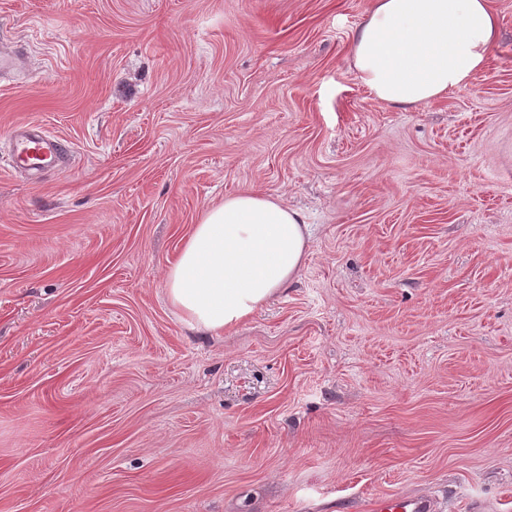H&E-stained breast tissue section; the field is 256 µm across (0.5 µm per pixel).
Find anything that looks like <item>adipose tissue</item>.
I'll list each match as a JSON object with an SVG mask.
<instances>
[{
    "instance_id": "ef3b65f1",
    "label": "adipose tissue",
    "mask_w": 512,
    "mask_h": 512,
    "mask_svg": "<svg viewBox=\"0 0 512 512\" xmlns=\"http://www.w3.org/2000/svg\"><path fill=\"white\" fill-rule=\"evenodd\" d=\"M490 0H375L352 37L354 70L378 102L407 108L466 87L495 45ZM303 215L248 187L204 209L165 270L169 304L191 329L220 336L299 275Z\"/></svg>"
}]
</instances>
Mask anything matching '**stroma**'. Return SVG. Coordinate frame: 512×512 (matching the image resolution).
<instances>
[{
    "mask_svg": "<svg viewBox=\"0 0 512 512\" xmlns=\"http://www.w3.org/2000/svg\"><path fill=\"white\" fill-rule=\"evenodd\" d=\"M373 0H0V512H512V0L484 71L394 108L357 80ZM253 185L312 226L235 330L168 260ZM70 152L68 145L61 139L50 138L32 124H25L12 137L9 162L17 172H39L64 163ZM371 512H438L434 498L426 495L383 496L370 503Z\"/></svg>",
    "mask_w": 512,
    "mask_h": 512,
    "instance_id": "stroma-1",
    "label": "stroma"
}]
</instances>
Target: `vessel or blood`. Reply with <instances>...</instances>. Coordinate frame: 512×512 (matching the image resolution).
I'll return each mask as SVG.
<instances>
[{
	"label": "vessel or blood",
	"instance_id": "b4317fda",
	"mask_svg": "<svg viewBox=\"0 0 512 512\" xmlns=\"http://www.w3.org/2000/svg\"><path fill=\"white\" fill-rule=\"evenodd\" d=\"M69 155L70 149L61 139L25 124L12 138L9 162L15 171L32 173L65 162ZM370 512H439V508L435 499L426 495L383 496L371 502Z\"/></svg>",
	"mask_w": 512,
	"mask_h": 512
}]
</instances>
